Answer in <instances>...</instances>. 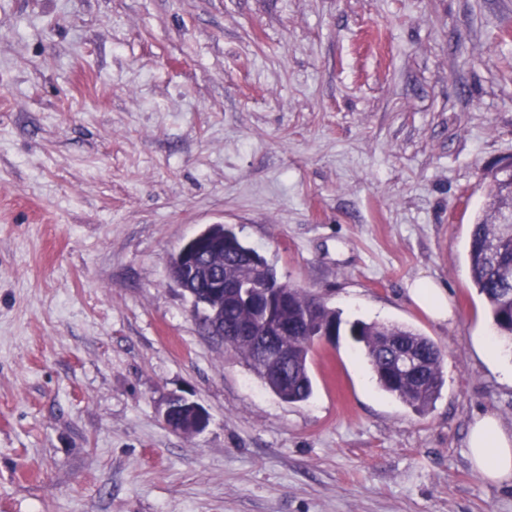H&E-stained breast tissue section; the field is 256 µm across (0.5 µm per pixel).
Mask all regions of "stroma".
<instances>
[{
  "label": "stroma",
  "instance_id": "stroma-1",
  "mask_svg": "<svg viewBox=\"0 0 512 512\" xmlns=\"http://www.w3.org/2000/svg\"><path fill=\"white\" fill-rule=\"evenodd\" d=\"M510 156L512 0H0V512H512L465 448L476 414L512 429L468 261ZM212 224L429 336L433 407L347 336L308 401L272 393L170 276ZM409 296L430 317L445 320L453 315L445 293L431 278L422 277L414 280L409 286ZM184 402H186V404L193 405L195 408V411H196V419H195L194 424H192L191 426H189L187 428L176 426L175 420L178 423L189 421L190 410L188 408L179 406L176 409V418H175V420L173 419L174 407L178 403L183 404ZM201 406L202 405H200L199 403H197L195 401L188 400L183 397L172 398L171 400H169V402L167 404V407L163 414V419H164L166 425L175 433L183 434V435L198 434V433L202 432L207 427V425L209 423V415H208L207 411L205 410V408L202 406L204 408L203 409Z\"/></svg>",
  "mask_w": 512,
  "mask_h": 512
}]
</instances>
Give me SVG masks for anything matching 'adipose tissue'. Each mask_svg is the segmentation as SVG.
Wrapping results in <instances>:
<instances>
[{"mask_svg": "<svg viewBox=\"0 0 512 512\" xmlns=\"http://www.w3.org/2000/svg\"><path fill=\"white\" fill-rule=\"evenodd\" d=\"M409 296L430 317L445 320L453 310L440 288L431 278L422 277L409 286ZM466 453L472 467L494 483H512V432L491 413L476 415L466 440Z\"/></svg>", "mask_w": 512, "mask_h": 512, "instance_id": "obj_1", "label": "adipose tissue"}]
</instances>
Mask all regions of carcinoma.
<instances>
[{
	"instance_id": "cac0c4a2",
	"label": "carcinoma",
	"mask_w": 512,
	"mask_h": 512,
	"mask_svg": "<svg viewBox=\"0 0 512 512\" xmlns=\"http://www.w3.org/2000/svg\"><path fill=\"white\" fill-rule=\"evenodd\" d=\"M507 177L499 169L491 172L487 203L472 225L468 258L473 286L483 297L501 342L512 349V241L503 237L500 225L512 204L504 187ZM224 237L233 243V247L224 250V257L216 258L224 262V280L248 285L254 272L258 279H264V273L255 271L249 262L251 247L230 227H224ZM239 298L240 290L224 289V343L242 355L261 380H269L267 387L285 402H304L312 396L310 354L326 333L350 336L360 345L378 387L415 412L426 413L441 394L445 384L443 352L432 339L405 325L345 321L320 297L296 287L290 288L288 308L282 312L288 323V370L284 371L285 378L278 380L251 344L242 339L249 327L259 324V319ZM396 346L419 358V373H398L393 369L391 355Z\"/></svg>"
}]
</instances>
